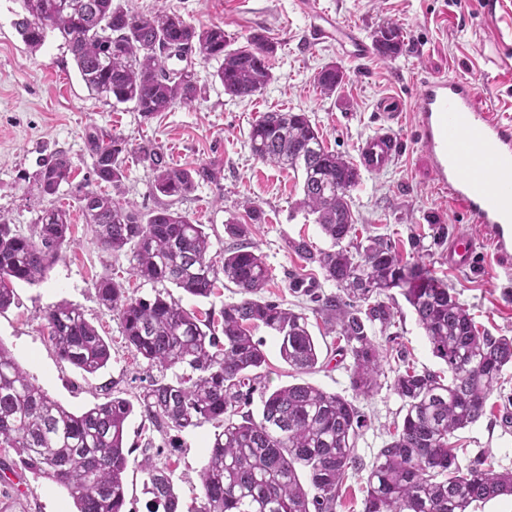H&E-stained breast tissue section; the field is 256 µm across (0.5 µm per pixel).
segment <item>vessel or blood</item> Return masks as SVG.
<instances>
[{
	"mask_svg": "<svg viewBox=\"0 0 512 512\" xmlns=\"http://www.w3.org/2000/svg\"><path fill=\"white\" fill-rule=\"evenodd\" d=\"M305 7L312 23V41L333 42L350 59L366 57L371 47L353 27L335 20L317 0ZM479 91L466 78L430 76L419 84L415 126L436 188L461 203L474 223L484 229L499 265L512 267V122L493 108L480 107ZM386 124L364 137L357 149L358 164L370 173L388 170L401 152L392 123L400 107L385 103ZM476 241L461 235L449 250L455 267L470 266Z\"/></svg>",
	"mask_w": 512,
	"mask_h": 512,
	"instance_id": "vessel-or-blood-1",
	"label": "vessel or blood"
}]
</instances>
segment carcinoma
<instances>
[{"instance_id":"1","label":"carcinoma","mask_w":512,"mask_h":512,"mask_svg":"<svg viewBox=\"0 0 512 512\" xmlns=\"http://www.w3.org/2000/svg\"><path fill=\"white\" fill-rule=\"evenodd\" d=\"M22 2L25 15L14 27L30 49L41 48L50 33L60 36L92 94L130 102L145 119L200 96L191 65L167 68L173 58L184 61L195 54L203 62H220L216 77L235 97L253 96L272 79L269 59L276 46L260 33L231 49L224 28L196 26L163 10L144 14L113 0ZM375 42L387 57L404 47L393 25L379 28ZM344 77L332 64L317 72L314 84L320 94L332 95ZM248 139L257 158L302 172L299 207L315 216L330 246L318 249L302 239L290 248L317 266L338 293L322 297L300 280L292 282V290L319 303L325 322L336 327L338 349L353 358V391L368 396L378 387L388 349L375 341L371 328L379 325L386 336L396 326L394 288L414 309L434 356L448 369L446 378L410 367L394 377L391 389L403 400L405 414L368 468L364 512H467L476 502L512 495V473L494 474L479 465L464 470L450 442L455 431L484 416L489 394L512 368V336L479 330L448 283L423 261L403 260L382 236L357 235L350 192L360 173L325 147L306 113L266 112L251 125ZM87 140L97 182L121 194L126 140L95 132ZM135 154L154 174V194L166 201L142 213L109 194L77 186L75 199L100 247L112 254L130 251L133 275L154 285L208 298L225 280L244 294L216 318L184 308L166 289L133 298L109 275L95 285L99 303L119 317L127 347L158 371L148 376L141 416L179 430L204 421L223 427L213 435L199 472L201 505L186 511L169 468L143 454L136 465L151 496L148 512H335L348 472L360 465L356 441L367 426L365 415L344 396L309 383L272 391L262 384L259 369L266 355L252 330L267 328L278 340L281 359L310 373L320 350L308 317L257 297L270 273L249 241V224L224 225L236 244L217 258L204 225L174 208L199 182L216 179V169L175 165L152 143ZM73 175L70 159L56 153L36 173V189L54 197L72 185ZM70 237V215L61 207L45 211L27 235L0 221V312L14 302L13 282L44 281ZM45 319L61 359L89 374L108 364L111 347L80 308L61 303ZM257 392L258 417L250 409ZM133 412V403L118 396L81 413L68 411L33 383L0 343V448L14 449L23 469L65 488L77 512H125L130 455L125 434ZM300 470L313 492L300 483Z\"/></svg>"}]
</instances>
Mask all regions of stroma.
Wrapping results in <instances>:
<instances>
[{
	"mask_svg": "<svg viewBox=\"0 0 512 512\" xmlns=\"http://www.w3.org/2000/svg\"><path fill=\"white\" fill-rule=\"evenodd\" d=\"M119 2L143 13L162 9L197 26L220 25L235 48L245 45L251 33L264 34L276 45L270 60L271 81L253 96L235 98L216 78L217 62L199 60L192 66L201 89L199 100L147 121L133 104L107 103L92 96L60 37L48 36L39 50H30L14 28L22 12L20 0H0V220L26 233L50 207V198L39 195L34 176L54 152L68 155L77 183L92 182L94 159L87 143L91 132L122 136L132 149L142 141H153L177 165L214 166L216 179L199 183L178 208L207 225L216 253L232 246L224 226L243 215L244 201L261 209L262 221L253 225L250 240L270 271L264 295L307 313L325 360L316 372H296L282 361L271 332L258 328L254 335L263 340L268 360L265 382L273 389L307 382L353 400L364 412L368 425L356 444L363 467L350 471L336 502V512H363L365 467L385 444L389 428L404 415L401 398L390 388L396 372L407 362L441 373L446 366L433 355L413 309L395 288L391 294L398 309L399 354L384 362L373 394L355 395L350 383L353 360L337 355L335 330L313 312L311 302L289 288L291 279L298 277L318 282L319 294L335 293V286L323 281L320 271L306 266L289 246L300 239L322 249L330 243L313 217L297 207L303 197L301 174L254 157L248 133L263 113L304 112L322 133L325 146L352 161L359 141L383 123L382 103L400 100L403 110L396 130L403 140V154L386 172H362L351 195L356 227L390 238L406 257L412 239H420L427 268L448 283L477 324L490 335L512 336V272L496 263L481 225L435 189L414 128L418 82L425 76L466 77L487 88L499 111L512 116V0H321L332 16L355 26L366 38H373L384 25L399 27L405 43L401 53L393 57L377 53L357 61L344 56L334 43L309 42V19L300 0ZM329 63L342 67L345 79L335 94L323 96L314 76ZM152 184L151 170L128 158L125 200L144 212L155 208L160 199ZM60 198L70 208L73 240L62 247L44 282L14 283L15 300L0 313V343L36 385L71 412H83L115 396L137 400L147 364L134 359L126 348L120 321L99 304L94 283L110 274L124 283L129 295L144 298L152 296L153 286L132 276L128 255L115 256L99 247L74 204L73 190L63 189ZM442 226L449 237L465 233L478 240L472 266L449 265L447 245L434 242ZM61 302L78 306L110 343L111 359L105 368L88 374L56 355L48 342L44 314ZM510 396L511 369L489 395L485 416L454 433L451 442L458 449L461 467L479 461L492 473H512V427L501 423ZM214 431L210 422L183 431L155 426L135 413L127 421L126 444L137 460L146 445L159 451L187 507L200 502L197 472L206 461ZM0 461L7 464V480L0 482V512H76L66 489L17 466L14 449L0 448Z\"/></svg>",
	"mask_w": 512,
	"mask_h": 512,
	"instance_id": "35a3bbf8",
	"label": "stroma"
}]
</instances>
